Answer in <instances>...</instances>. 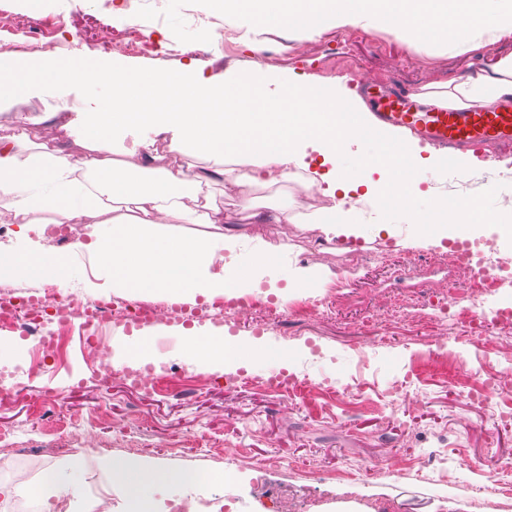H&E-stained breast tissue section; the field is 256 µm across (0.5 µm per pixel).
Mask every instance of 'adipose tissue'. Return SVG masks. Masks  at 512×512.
<instances>
[{
  "mask_svg": "<svg viewBox=\"0 0 512 512\" xmlns=\"http://www.w3.org/2000/svg\"><path fill=\"white\" fill-rule=\"evenodd\" d=\"M273 79V73L260 70L217 87L191 63L175 74L147 76L115 60L64 63L40 52L22 64L2 49L0 112L11 110L18 92L31 91L51 111L81 112L87 122L80 137L86 153L79 158L47 144L24 154L14 142L0 141V202H6L17 224L28 223L31 213L47 211L56 223L84 225L97 263L111 273L114 291L210 298L237 290L251 280L252 270L234 258V233L177 235L170 228L174 221H224L217 209L185 210V197L210 179L209 173L194 169L200 156L222 165L235 158L257 170H285L296 163L299 145L314 139L336 187L366 185L387 210L408 205L415 167L448 165L446 156L421 159L409 141L362 123L366 107L359 97L333 86L311 88L306 76L295 73L282 78L281 93L272 96L266 87ZM68 83L80 84L82 95L69 97ZM508 96L512 56L498 60L491 75L458 83L453 91L418 94L426 104L448 108L486 107ZM141 127L175 131L193 177L167 170L151 182L132 180L129 168L108 152L114 141ZM350 138L367 142L369 153L366 162L345 169L337 166L336 157ZM374 169L382 171V178L366 184ZM485 221L480 206L467 200L436 203L417 219L423 235L434 241L451 232L462 239L476 237ZM186 342L207 368L221 372L237 364L240 344L225 338L221 329L188 331ZM97 464L121 487L133 512H160L157 504L142 501L143 488L177 480L176 474L140 461L103 457Z\"/></svg>",
  "mask_w": 512,
  "mask_h": 512,
  "instance_id": "ef3b65f1",
  "label": "adipose tissue"
}]
</instances>
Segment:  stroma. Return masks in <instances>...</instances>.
Instances as JSON below:
<instances>
[{
	"instance_id": "stroma-1",
	"label": "stroma",
	"mask_w": 512,
	"mask_h": 512,
	"mask_svg": "<svg viewBox=\"0 0 512 512\" xmlns=\"http://www.w3.org/2000/svg\"><path fill=\"white\" fill-rule=\"evenodd\" d=\"M168 0H0V45L40 38L54 41L64 62L99 54V35H122L139 22L148 42L121 62L144 74L173 73L196 62L211 82L252 70L259 59L253 42L269 47L271 38L288 42L276 70L315 77L320 85H336L360 93L361 83L395 82L411 91L485 74L495 56L512 53V36L456 49L410 42L390 30L374 27H323L309 34L276 26L255 27L206 11L201 5L180 10L189 29L224 24L241 32L236 46L192 43L175 38L164 19L137 20L140 6L163 10ZM47 105L17 94L9 124L0 138L18 142L29 153L44 141ZM163 150L151 167L181 168L183 156L169 147L168 135L140 130L112 146L111 157L123 165L145 163L140 145L148 140ZM475 160L457 174L436 173V181H419L422 196L456 201L452 189L464 185L466 199L496 215L502 196L512 195V147L478 150ZM245 166H235L211 182L200 199H187L189 209L222 208L224 224L239 239L238 255L252 263L256 248H277L276 283L262 281L264 302L287 306V320L259 333L236 329L243 341L239 375L246 384L225 388L224 376L195 367L182 326L152 328L151 363H165L145 392L119 378L102 384L97 361L83 350L78 328L65 333L57 361L29 379L30 389L46 383L63 391L55 402V420L43 406L22 396L0 409V436L18 434L35 448L25 456H9L0 471V486L15 490L16 474L28 487L53 479L64 488L79 487L70 512H90L92 496L109 491L95 457L148 461L178 471L184 482L154 491L157 502L172 506L188 494L219 498L221 512H377L381 501L394 512H500L512 495V421L499 419L506 398L473 404L468 393L475 372L512 373V334L488 335L465 320L435 317L430 288L464 276L448 270L447 244L421 240L406 211L380 208L360 193L349 219L352 233H325L317 224L299 223L296 186L255 184L256 202L287 205L293 225L282 235L277 224H248L243 219L241 189L236 184ZM406 232H399V225ZM386 245L394 261L415 256L409 268L395 272L370 256ZM83 263L58 287L77 288L88 301L108 300L99 287V272L89 250ZM314 266L325 279L314 288L289 287L293 268ZM344 287H337V279ZM335 291L330 314L310 312V304ZM365 357H358L357 347ZM288 371L299 380L297 390L272 392L262 387L271 371ZM402 387L413 404L394 409L386 390ZM84 459L81 471L66 467ZM346 484H338L337 476Z\"/></svg>"
}]
</instances>
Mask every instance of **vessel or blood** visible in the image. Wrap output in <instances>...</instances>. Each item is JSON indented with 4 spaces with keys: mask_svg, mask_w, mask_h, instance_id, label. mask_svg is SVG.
I'll return each instance as SVG.
<instances>
[{
    "mask_svg": "<svg viewBox=\"0 0 512 512\" xmlns=\"http://www.w3.org/2000/svg\"><path fill=\"white\" fill-rule=\"evenodd\" d=\"M371 122L407 137L463 156L480 147L512 143V99L494 107L422 108L396 86L366 89Z\"/></svg>",
    "mask_w": 512,
    "mask_h": 512,
    "instance_id": "b4317fda",
    "label": "vessel or blood"
}]
</instances>
